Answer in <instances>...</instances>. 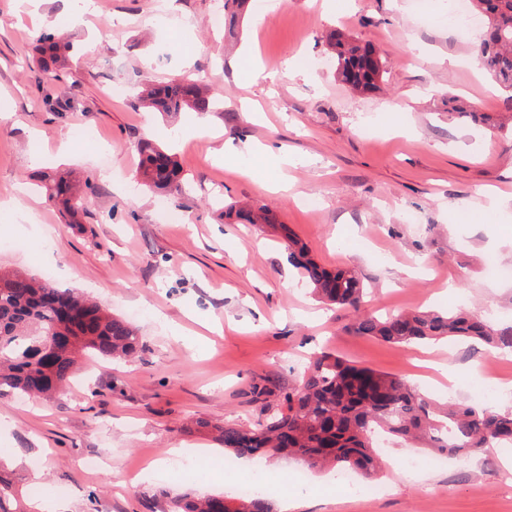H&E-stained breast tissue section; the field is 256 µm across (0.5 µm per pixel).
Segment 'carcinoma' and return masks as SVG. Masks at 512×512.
<instances>
[{"mask_svg": "<svg viewBox=\"0 0 512 512\" xmlns=\"http://www.w3.org/2000/svg\"><path fill=\"white\" fill-rule=\"evenodd\" d=\"M485 22V32L475 58L512 102V0H470ZM336 73L354 88L374 89L380 64L364 66L374 51L351 40L333 38ZM72 49L67 37L45 32L38 51L44 67ZM138 100L158 112L193 109L210 112L216 102L211 89L194 81L151 84ZM137 170L143 184L156 190H179L181 169L172 155L145 142L138 148ZM47 199L75 217L85 209L87 194L61 178L46 186ZM225 216L247 224L272 223L263 206L236 210ZM288 260L313 287L318 299L350 310L353 330L397 347L445 337L478 340L494 349L512 352V323L493 326L476 315H443L415 311L378 318L362 311L364 288L348 268L329 270L309 254L298 238L286 236ZM64 329L68 346L45 364L33 344L48 342ZM143 349L141 336L126 320L112 316L99 303L52 282L20 271L0 272V395L51 398L63 390L78 364V357L128 359ZM279 394V404L266 421L254 428L230 423L195 422L199 429L228 452L251 460L273 462L293 458L312 469H353L375 478L381 462L371 440L383 432L404 441L429 440L433 449L451 454L477 453L494 445L512 447V409L497 410L471 404L437 406L405 380L369 367L352 364L333 352L311 358L298 385L280 388L270 381L257 383V400ZM170 512H272L263 493L255 495L196 497L190 493L171 498Z\"/></svg>", "mask_w": 512, "mask_h": 512, "instance_id": "cac0c4a2", "label": "carcinoma"}]
</instances>
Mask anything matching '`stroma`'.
<instances>
[{
  "label": "stroma",
  "instance_id": "35a3bbf8",
  "mask_svg": "<svg viewBox=\"0 0 512 512\" xmlns=\"http://www.w3.org/2000/svg\"><path fill=\"white\" fill-rule=\"evenodd\" d=\"M154 2L35 0L21 15L16 0H0V199L27 191L24 219L0 214V239L14 244L0 269L52 272L55 286L94 298L143 338L138 358L86 362L51 400L0 396L10 512H169L176 495L222 494L224 449L191 421L254 427L267 406L252 386H295L320 348L441 402L512 408V355L357 335L351 312L317 299L283 245L289 233L325 267L353 268L377 315L468 310L512 321V278L493 271L512 263V105L473 63L479 30L450 24L448 0H272L265 10L247 0L232 35L215 21L219 0H172L170 25ZM58 30L74 49L53 75L36 46ZM333 32L376 51L377 88L338 79ZM250 55L276 82L248 80ZM186 77L224 98L190 136L193 111L155 112L108 92ZM476 111L488 126L476 127ZM79 127L89 140L74 139ZM142 141L177 157L184 183L168 205L180 221L136 172ZM91 143L100 152L87 153ZM258 143L289 158L288 193L262 189L278 168L247 153ZM70 174L96 192L67 224L40 188ZM228 204L266 206L274 223H228ZM490 361L497 398L482 393ZM412 451L432 454L389 439L377 496L336 486L329 471L295 489L292 460L267 467V487L294 512H512V452L409 470ZM93 456L100 468L84 467ZM38 486L63 494L49 499Z\"/></svg>",
  "mask_w": 512,
  "mask_h": 512
}]
</instances>
